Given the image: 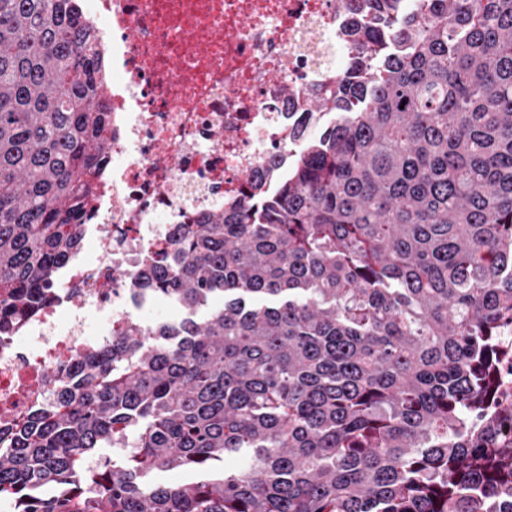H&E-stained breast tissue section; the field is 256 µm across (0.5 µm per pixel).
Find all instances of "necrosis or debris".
I'll return each mask as SVG.
<instances>
[{
	"label": "necrosis or debris",
	"mask_w": 512,
	"mask_h": 512,
	"mask_svg": "<svg viewBox=\"0 0 512 512\" xmlns=\"http://www.w3.org/2000/svg\"><path fill=\"white\" fill-rule=\"evenodd\" d=\"M82 5L112 52L111 174L53 300L0 338V436L49 399L61 363L137 317L134 275L183 225L247 182L271 191L287 177L299 128L324 122L310 93L352 48L338 0Z\"/></svg>",
	"instance_id": "necrosis-or-debris-1"
}]
</instances>
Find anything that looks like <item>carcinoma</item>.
I'll return each mask as SVG.
<instances>
[{"label":"carcinoma","mask_w":512,"mask_h":512,"mask_svg":"<svg viewBox=\"0 0 512 512\" xmlns=\"http://www.w3.org/2000/svg\"><path fill=\"white\" fill-rule=\"evenodd\" d=\"M339 2L353 52L309 104L337 117L134 276L184 315L124 324L13 428L17 512H512V0ZM79 4L0 0V336L51 301L110 164ZM174 469L197 477L149 480Z\"/></svg>","instance_id":"cac0c4a2"}]
</instances>
